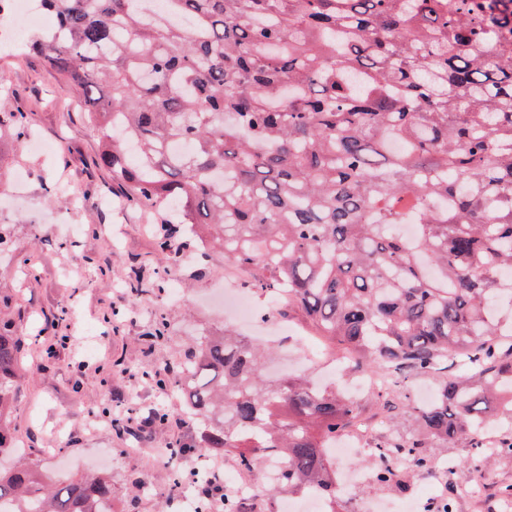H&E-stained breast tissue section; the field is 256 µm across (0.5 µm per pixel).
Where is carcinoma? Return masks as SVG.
Returning a JSON list of instances; mask_svg holds the SVG:
<instances>
[{
	"label": "carcinoma",
	"mask_w": 512,
	"mask_h": 512,
	"mask_svg": "<svg viewBox=\"0 0 512 512\" xmlns=\"http://www.w3.org/2000/svg\"><path fill=\"white\" fill-rule=\"evenodd\" d=\"M61 32L31 49L104 128L96 164L133 208L173 206L180 226L155 238L167 264L190 232L284 290L326 336L383 368L391 407L412 376L438 379L410 412L421 432L379 440L375 477L392 460L429 470L427 437L487 448L485 414L512 419L497 387L512 381V25L498 0H38ZM24 134L20 112L0 132ZM411 224L415 243L396 228ZM168 335L156 319L144 339ZM29 343L0 316V512H112V481L48 486L17 453L11 406ZM265 345L202 336L170 368L143 376L204 425L194 451L242 469L281 460L277 488L336 500L324 455L360 406L305 375L267 385ZM464 372L448 375V368ZM166 410L131 412L122 432L163 429Z\"/></svg>",
	"instance_id": "1"
}]
</instances>
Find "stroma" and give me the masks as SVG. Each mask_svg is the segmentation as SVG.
Instances as JSON below:
<instances>
[{
    "mask_svg": "<svg viewBox=\"0 0 512 512\" xmlns=\"http://www.w3.org/2000/svg\"><path fill=\"white\" fill-rule=\"evenodd\" d=\"M52 17H42L5 52L0 51V112H21L29 136L46 151L30 147L29 136L0 140V230L10 248L0 252V295L9 298V312L22 329L32 322L47 325L52 335L66 337L50 369H43L42 347H32L23 368L26 386L15 403L12 420L31 461L65 480L88 471L112 480L113 512H192L185 499L171 491L170 476L158 448L170 439L194 440L197 419L185 414L178 397L139 380V367H164L175 360L193 337L227 327L221 307L213 303L219 288H237L224 253L205 254L184 248L172 271L181 286L179 299L151 284L158 270L151 212L123 204L112 176L95 159L103 131L90 122L77 97L61 92L55 74L26 44L47 30ZM139 270L149 290L130 294L126 283ZM169 332L165 341L147 346L143 332L156 317ZM98 339L87 353L86 337ZM125 366L114 373V364ZM113 417L129 408L169 409L170 425L136 450L117 440L111 423L89 413L98 403H111ZM429 456L450 461L451 467L421 481L419 473L404 483L375 479L355 486L336 512H353L360 501L392 505L418 501V512L454 498V512H505L503 486L512 485V457L479 463L472 448L459 443L432 448ZM144 488L133 491L131 475ZM481 480V497H460L461 483Z\"/></svg>",
    "mask_w": 512,
    "mask_h": 512,
    "instance_id": "obj_1",
    "label": "stroma"
}]
</instances>
